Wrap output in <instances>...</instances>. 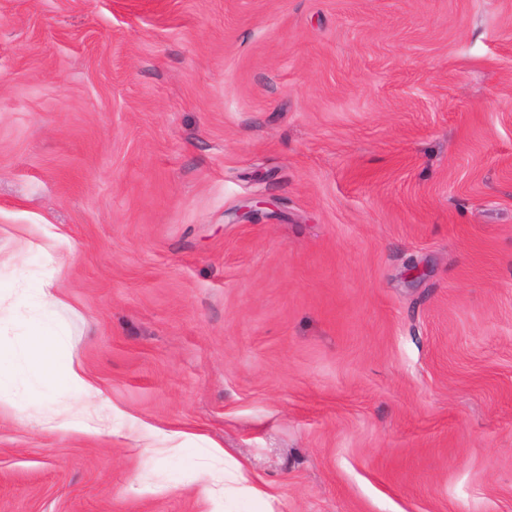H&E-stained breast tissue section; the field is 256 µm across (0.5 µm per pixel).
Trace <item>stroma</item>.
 I'll use <instances>...</instances> for the list:
<instances>
[{"instance_id":"stroma-1","label":"stroma","mask_w":512,"mask_h":512,"mask_svg":"<svg viewBox=\"0 0 512 512\" xmlns=\"http://www.w3.org/2000/svg\"><path fill=\"white\" fill-rule=\"evenodd\" d=\"M0 391V512H512V0H0ZM33 359L39 371L49 379L56 377L64 384L86 392L94 390L83 369L78 364L74 365L69 357L56 355L47 343L38 341Z\"/></svg>"}]
</instances>
